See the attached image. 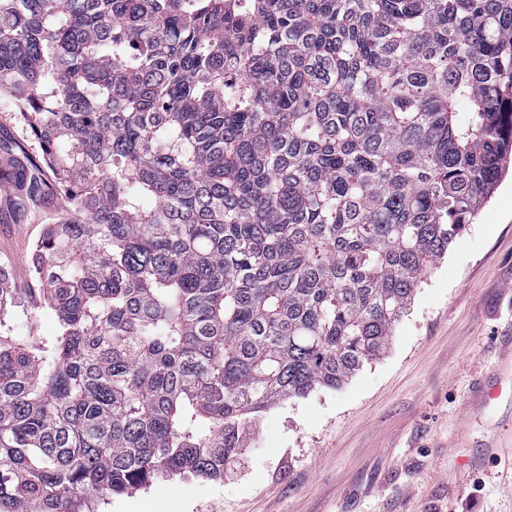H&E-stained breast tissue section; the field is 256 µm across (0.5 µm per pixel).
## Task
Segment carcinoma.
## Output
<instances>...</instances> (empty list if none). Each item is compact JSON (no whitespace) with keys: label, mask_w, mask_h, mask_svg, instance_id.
<instances>
[{"label":"carcinoma","mask_w":512,"mask_h":512,"mask_svg":"<svg viewBox=\"0 0 512 512\" xmlns=\"http://www.w3.org/2000/svg\"><path fill=\"white\" fill-rule=\"evenodd\" d=\"M0 512L224 478L379 355L512 158V0H0ZM44 222L45 219H37L30 224H0V266L9 271L16 284L25 288L33 282L30 253L42 235ZM25 302H21V307L6 319V324L1 328L2 333L15 336L20 342L27 343L32 338H45L54 336L57 325L51 310L44 309L36 319L26 315ZM24 308V309H23Z\"/></svg>","instance_id":"1"}]
</instances>
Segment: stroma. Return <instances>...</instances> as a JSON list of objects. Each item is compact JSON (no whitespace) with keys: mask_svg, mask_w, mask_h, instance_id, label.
<instances>
[{"mask_svg":"<svg viewBox=\"0 0 512 512\" xmlns=\"http://www.w3.org/2000/svg\"><path fill=\"white\" fill-rule=\"evenodd\" d=\"M41 221L0 224V266L32 279ZM45 309L1 331L55 335ZM512 177L423 277L383 355L338 389L249 418L220 481L159 480L104 512H512V398L468 409L475 383L512 385Z\"/></svg>","mask_w":512,"mask_h":512,"instance_id":"1","label":"stroma"}]
</instances>
